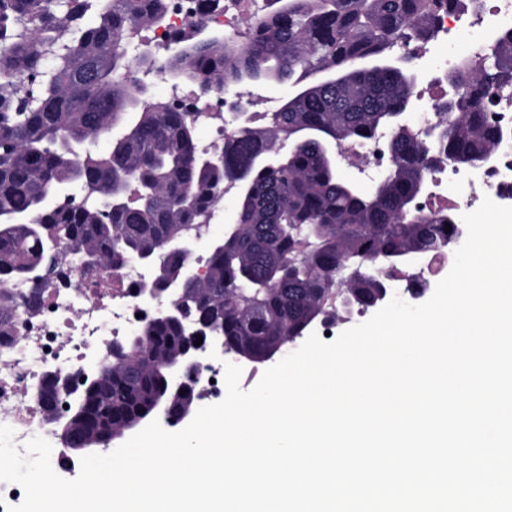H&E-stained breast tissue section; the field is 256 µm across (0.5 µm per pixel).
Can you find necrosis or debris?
I'll return each instance as SVG.
<instances>
[{
  "mask_svg": "<svg viewBox=\"0 0 512 512\" xmlns=\"http://www.w3.org/2000/svg\"><path fill=\"white\" fill-rule=\"evenodd\" d=\"M263 12L259 0H224L223 6L195 12L190 0H169L164 24L151 28L146 39L157 59H164L173 36L194 23L224 30L229 36L248 33L250 19ZM512 29V0H471L464 12H443L433 28V42L443 45L436 56L419 53L427 64V83L433 92L424 111L415 113L411 126L421 130L438 120L444 101L439 88L458 63V50L472 39L492 37ZM272 109L270 101L257 98H224L208 101L199 109L200 121L214 132V144H222L233 125L232 116L244 114L257 122ZM508 134L491 166L437 169L435 207L463 216L476 210L484 198L512 206V92L501 97L494 109ZM454 259L451 250L421 255L412 268L390 280L391 294L411 302L414 288L434 283ZM153 280L141 264L130 260L110 273L82 269L60 276L45 273L41 280L9 281L6 290L14 297L10 318L13 334L0 342V425L11 427L16 444L33 437L51 436L33 390L45 375L53 374L72 385L88 376V358L108 360L113 345L136 335L145 320L158 316L161 306L144 293Z\"/></svg>",
  "mask_w": 512,
  "mask_h": 512,
  "instance_id": "necrosis-or-debris-1",
  "label": "necrosis or debris"
}]
</instances>
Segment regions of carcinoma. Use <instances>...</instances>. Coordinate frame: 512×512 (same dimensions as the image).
Here are the masks:
<instances>
[{"instance_id": "obj_1", "label": "carcinoma", "mask_w": 512, "mask_h": 512, "mask_svg": "<svg viewBox=\"0 0 512 512\" xmlns=\"http://www.w3.org/2000/svg\"><path fill=\"white\" fill-rule=\"evenodd\" d=\"M273 2L251 22L248 41L178 34L159 67L150 54L128 58L127 31L162 23L167 0H0V336L10 335L2 286L34 265H62L54 243L73 244L71 271L87 250L105 273L139 256L157 282L176 273L188 257L170 245L229 180L235 222L179 306L249 363L339 318L344 304L378 308L387 283L379 270L404 269L457 241L450 213L421 200L441 160L473 167L496 156L504 134L490 102L512 88V32L448 75L455 94L418 139L409 121L417 80L397 59L429 42L437 14L461 12L468 0ZM89 12L94 20L80 23ZM132 68L185 80L197 99L267 79L300 90L263 125L236 128L209 153L195 143L187 111L147 98L142 82L128 80ZM320 73L337 80L307 82ZM385 134L391 163L374 189L341 179L338 148ZM103 137L109 152L86 148ZM283 137L293 142L286 154L277 147ZM67 187L75 201L54 207ZM195 341L181 321L158 316L113 346L97 381L73 394L74 435L92 437L103 420L123 435L160 404L194 410L193 392L173 390L168 370Z\"/></svg>"}]
</instances>
